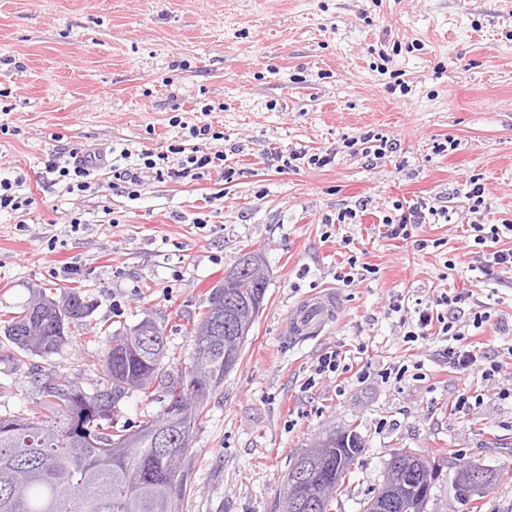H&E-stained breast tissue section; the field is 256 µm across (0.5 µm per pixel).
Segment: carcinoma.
<instances>
[{"label":"carcinoma","mask_w":512,"mask_h":512,"mask_svg":"<svg viewBox=\"0 0 512 512\" xmlns=\"http://www.w3.org/2000/svg\"><path fill=\"white\" fill-rule=\"evenodd\" d=\"M267 286L257 287L243 278L229 289L232 299L246 303L260 299ZM47 297L45 291L30 292L19 312L3 326L5 342L25 354L48 359L67 340L69 328L52 312L37 313L34 299ZM72 320L88 316L90 306L80 291L72 289L59 300ZM214 312L206 311L193 325L195 353L210 354V376L191 377L193 367L177 371L164 367L155 353L140 344L138 337L112 336L103 353L102 369L92 388L53 384L51 369L36 367V385L50 397L47 413L0 416V512H128V501H138L136 512H173L184 490L180 470L172 467L169 453L156 448L143 432L164 424L172 437L181 439L180 454L190 448L199 421L206 416L207 400L182 412V385L186 382L217 389L237 365L243 343L224 355L228 337L205 336ZM138 393L145 401L162 403L158 414L147 416L136 429L117 426V404L128 393ZM354 460L343 462L336 448L329 450L320 465L317 449L310 447L299 457L302 471L288 473L283 495L293 491V481L302 477L310 488L330 484L319 501L303 499L296 512H330V503L351 474ZM440 480L435 474L423 489L403 492L396 512H413L415 496L429 501Z\"/></svg>","instance_id":"carcinoma-1"}]
</instances>
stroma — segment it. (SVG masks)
Listing matches in <instances>:
<instances>
[{
    "instance_id": "35a3bbf8",
    "label": "stroma",
    "mask_w": 512,
    "mask_h": 512,
    "mask_svg": "<svg viewBox=\"0 0 512 512\" xmlns=\"http://www.w3.org/2000/svg\"><path fill=\"white\" fill-rule=\"evenodd\" d=\"M176 116L220 132L208 146L233 178L149 175L128 194L111 166L126 167L124 151L186 145ZM0 123V179L23 178L31 200L0 212V319L34 288L77 287L92 306L49 360L0 349V416L39 407L33 369L45 362L56 383L89 387L112 334L145 318L164 331L166 366H188L210 290L259 250L264 305L193 433L177 512H281L297 457L348 428L364 450L332 512H364L398 449L448 477L462 459L495 470L480 512H512V398L497 395L512 389V360L489 388L449 366L438 329L405 338L421 304L463 289L491 313L466 334L512 347V271L476 281L463 244L470 223H512V0H0ZM368 133L398 151L367 161ZM80 146L106 149L109 165L71 194L45 165ZM287 150L332 161L288 168L275 159ZM421 199L451 222L387 237L383 217ZM347 208L355 223L323 224ZM352 254L371 272L349 284ZM327 289L334 312L293 335L296 309ZM331 353L347 372L316 374ZM399 366L404 376L384 377ZM461 393L478 403L451 413Z\"/></svg>"
}]
</instances>
